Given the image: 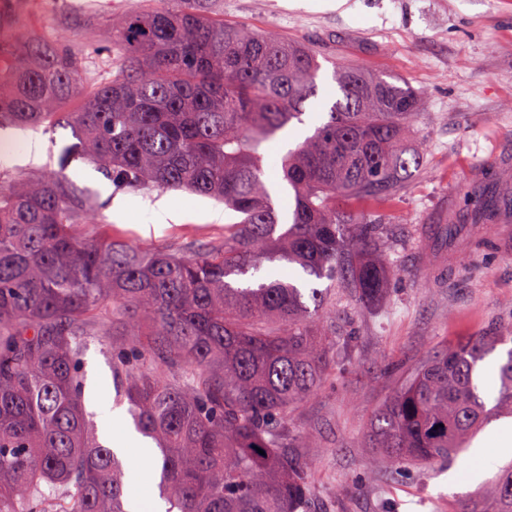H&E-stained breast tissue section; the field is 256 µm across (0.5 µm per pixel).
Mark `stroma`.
Here are the masks:
<instances>
[{"instance_id":"obj_1","label":"stroma","mask_w":512,"mask_h":512,"mask_svg":"<svg viewBox=\"0 0 512 512\" xmlns=\"http://www.w3.org/2000/svg\"><path fill=\"white\" fill-rule=\"evenodd\" d=\"M133 0H15L31 28L56 40H94L111 46V29ZM228 23L314 45L319 85L332 65L348 61L404 79L419 96L412 148L422 164L381 212L383 247L400 275L385 303L360 310L337 290L330 314L357 338L353 357L322 387L292 408L288 421L309 436L311 512H458L469 492L490 483L512 451L494 447L491 432L512 428V417L491 421L453 465L392 467L363 448L372 412L409 370L444 343L512 322V0H212ZM40 139L41 163H0V182L27 180L66 164L77 194L93 198L104 229L117 238L166 249L196 251L224 237L235 213L182 191L152 188L121 193L102 170L67 153L74 137L54 125L5 129L0 140ZM493 196L504 213L474 223L470 197ZM168 198L177 220L156 223L152 205ZM122 199L121 216L110 211ZM467 273H460V266ZM85 406L97 433L103 413L126 410L112 380V360L97 339L83 356Z\"/></svg>"}]
</instances>
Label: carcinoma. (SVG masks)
<instances>
[{
  "label": "carcinoma",
  "instance_id": "1",
  "mask_svg": "<svg viewBox=\"0 0 512 512\" xmlns=\"http://www.w3.org/2000/svg\"><path fill=\"white\" fill-rule=\"evenodd\" d=\"M205 4L131 10L88 90L93 43L0 38V129L63 123L117 188L185 190L240 216L224 240L175 252L90 232L96 206L63 166L0 186V512H129L128 466L85 410L90 336L116 351L112 379L155 445L166 512H310L311 466L296 453L307 436L288 413L354 352L353 336L323 321L335 288L369 308L399 275L365 209H383L420 166L407 146L417 97L399 78L338 62L313 133L273 156L270 143L305 123L318 96L317 52ZM273 167L293 197L286 215ZM470 206L476 221L497 219L483 197ZM507 344L490 405L483 364ZM502 415L512 416L510 324L424 358L372 413L364 447L393 463H452ZM459 512H512V465Z\"/></svg>",
  "mask_w": 512,
  "mask_h": 512
}]
</instances>
